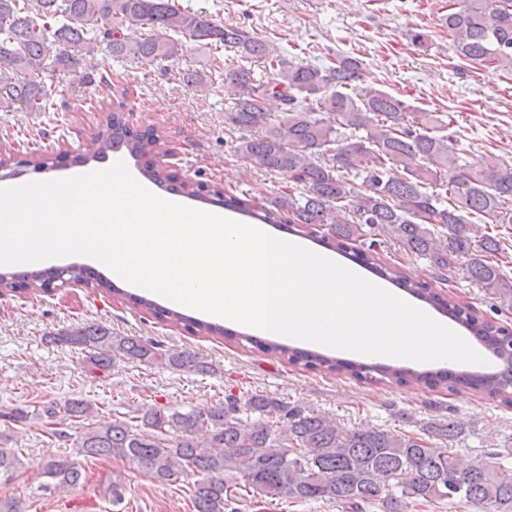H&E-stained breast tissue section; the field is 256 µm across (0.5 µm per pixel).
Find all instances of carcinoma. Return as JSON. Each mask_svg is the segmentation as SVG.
Returning <instances> with one entry per match:
<instances>
[{
    "instance_id": "obj_1",
    "label": "carcinoma",
    "mask_w": 512,
    "mask_h": 512,
    "mask_svg": "<svg viewBox=\"0 0 512 512\" xmlns=\"http://www.w3.org/2000/svg\"><path fill=\"white\" fill-rule=\"evenodd\" d=\"M460 60L512 70V0H463L442 17ZM208 51L232 54L224 81L234 91L229 120L244 132L236 154L292 182L269 202L221 195L199 182L178 181L155 168L164 145L154 129L127 128L114 113L94 134L99 153L122 148L143 161L146 176L189 198L222 205L266 224L305 236L323 231L322 243L340 253L359 242L355 255L376 264L375 246H395L425 256L439 270L458 269L502 305H512V278L498 256L500 236L491 224H512V164L487 156L461 160L436 113L414 108L378 89L355 99L346 89L360 81L363 62L341 53L327 66L298 61L239 25L181 6L177 0H0V109L47 112L54 97L75 87L62 76L100 48L112 58L137 63L174 60L182 39ZM399 287L489 343L504 367L496 372L463 370L453 377L393 365H352L275 341H255L275 358L328 372L348 370L377 382L438 385L512 400V333L478 315L454 297L443 299L428 283L400 270L384 269ZM56 270L0 272V288L36 291ZM144 306L197 336H229L220 325L190 319L147 299ZM87 351L85 372L107 377L120 357L149 368L206 374L209 362L189 351H170L151 340L123 336L106 325H77L52 338ZM92 404L68 398L43 409L52 420L78 421ZM462 432L443 421L422 434L362 425L343 428L320 412H304L275 397L224 394V402L182 411L154 403L136 407L105 426L86 427L73 453L53 457L38 491L62 493L84 479L78 458L116 460L133 471L172 483L195 475L194 512H238L244 496L271 502H322L343 512H408L417 506L470 505L474 512H512V467L488 453L472 463L438 446ZM24 468L18 449L0 443V482Z\"/></svg>"
}]
</instances>
